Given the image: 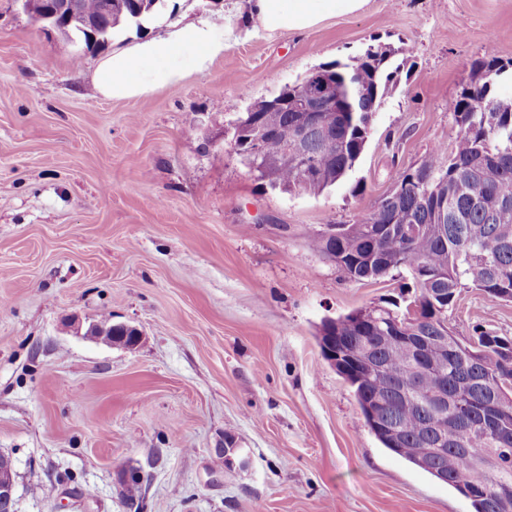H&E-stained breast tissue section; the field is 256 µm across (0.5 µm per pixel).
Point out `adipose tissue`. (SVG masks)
I'll return each instance as SVG.
<instances>
[{
  "instance_id": "ef3b65f1",
  "label": "adipose tissue",
  "mask_w": 512,
  "mask_h": 512,
  "mask_svg": "<svg viewBox=\"0 0 512 512\" xmlns=\"http://www.w3.org/2000/svg\"><path fill=\"white\" fill-rule=\"evenodd\" d=\"M367 0H250L236 22L215 25L202 19L171 27L112 51L98 65L95 88L106 99L143 97L180 87L193 74H206L241 35L298 33L336 14H355Z\"/></svg>"
}]
</instances>
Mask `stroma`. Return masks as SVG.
Segmentation results:
<instances>
[{
  "label": "stroma",
  "mask_w": 512,
  "mask_h": 512,
  "mask_svg": "<svg viewBox=\"0 0 512 512\" xmlns=\"http://www.w3.org/2000/svg\"><path fill=\"white\" fill-rule=\"evenodd\" d=\"M247 0H166L152 29L71 43L0 0V454L16 512H473L391 454L324 359V318L398 299L407 273L347 283L307 237L375 209L397 171L454 142L477 60H512V0H368L298 34L226 48L174 90L120 101L102 57ZM395 50L397 86L353 171L323 194L269 187L233 124L310 69ZM110 319L133 350L86 337ZM512 337V302L463 292L461 340ZM233 436L242 463L225 466ZM117 325L124 330V336L99 335L97 333V324L90 326L85 335L111 345L122 346L126 349H135L142 341V332L138 328L127 324L120 323Z\"/></svg>",
  "instance_id": "1"
}]
</instances>
